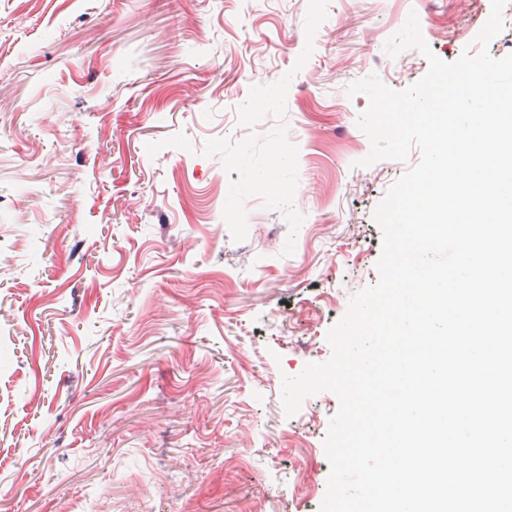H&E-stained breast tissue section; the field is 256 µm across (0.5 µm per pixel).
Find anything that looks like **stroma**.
<instances>
[{
    "instance_id": "stroma-1",
    "label": "stroma",
    "mask_w": 512,
    "mask_h": 512,
    "mask_svg": "<svg viewBox=\"0 0 512 512\" xmlns=\"http://www.w3.org/2000/svg\"><path fill=\"white\" fill-rule=\"evenodd\" d=\"M491 0H0V512H320L329 391L282 377L378 280L354 80Z\"/></svg>"
}]
</instances>
